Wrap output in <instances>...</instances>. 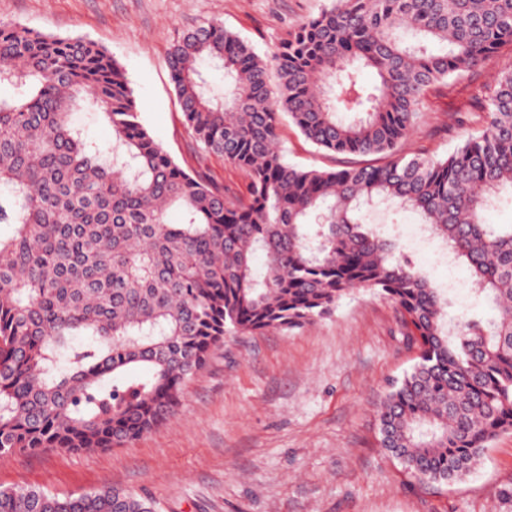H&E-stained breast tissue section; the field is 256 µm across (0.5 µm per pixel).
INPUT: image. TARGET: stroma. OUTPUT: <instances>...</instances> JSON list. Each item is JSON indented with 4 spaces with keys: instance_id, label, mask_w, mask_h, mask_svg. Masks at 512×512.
Masks as SVG:
<instances>
[{
    "instance_id": "1",
    "label": "stroma",
    "mask_w": 512,
    "mask_h": 512,
    "mask_svg": "<svg viewBox=\"0 0 512 512\" xmlns=\"http://www.w3.org/2000/svg\"><path fill=\"white\" fill-rule=\"evenodd\" d=\"M326 0H0V21L83 37L120 63L144 125L187 170L202 169L226 195L246 171L202 150L187 128L166 64L183 33L211 18L271 56L288 31ZM512 46L462 78L429 88L403 151L442 159L479 132L470 114L489 101ZM288 163L335 168L289 122ZM401 254L436 285L469 282L465 266L438 264L431 248ZM417 360L387 298L344 296L327 317L289 331L229 335L187 385L175 416L131 444L86 452L0 455V486L60 495L109 483L152 500L156 512H512V431L480 463L441 488L419 485L378 445L376 403Z\"/></svg>"
}]
</instances>
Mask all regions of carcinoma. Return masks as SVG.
Instances as JSON below:
<instances>
[{
	"label": "carcinoma",
	"mask_w": 512,
	"mask_h": 512,
	"mask_svg": "<svg viewBox=\"0 0 512 512\" xmlns=\"http://www.w3.org/2000/svg\"><path fill=\"white\" fill-rule=\"evenodd\" d=\"M508 43L512 0H329L269 61L203 21L167 61L196 141L248 172L230 198L157 142L104 47L0 21V455L130 444L176 413L225 336L299 328L368 289L396 305L418 350L375 406L381 447L420 484L467 476L512 431V224L483 220L512 190V68L477 106L480 134L447 158L396 148L427 88ZM360 67L377 72L370 90ZM89 105L112 144L77 121ZM284 117L326 151L389 160L292 165L278 149ZM385 202L468 267L494 319L448 322V291L368 223ZM0 512L152 506L112 486L64 498L1 488Z\"/></svg>",
	"instance_id": "carcinoma-1"
}]
</instances>
